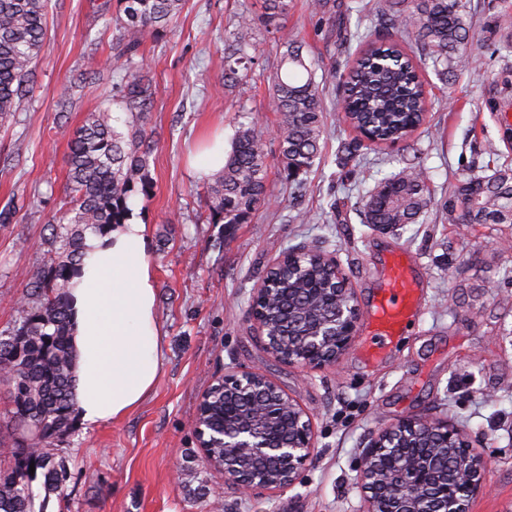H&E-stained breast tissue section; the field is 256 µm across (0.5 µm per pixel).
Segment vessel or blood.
Masks as SVG:
<instances>
[{
  "mask_svg": "<svg viewBox=\"0 0 512 512\" xmlns=\"http://www.w3.org/2000/svg\"><path fill=\"white\" fill-rule=\"evenodd\" d=\"M414 285L410 266L402 260H394L388 271L385 294L376 312L378 345H388L402 329L413 299Z\"/></svg>",
  "mask_w": 512,
  "mask_h": 512,
  "instance_id": "obj_1",
  "label": "vessel or blood"
}]
</instances>
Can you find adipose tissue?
Masks as SVG:
<instances>
[{"instance_id": "1", "label": "adipose tissue", "mask_w": 512, "mask_h": 512, "mask_svg": "<svg viewBox=\"0 0 512 512\" xmlns=\"http://www.w3.org/2000/svg\"><path fill=\"white\" fill-rule=\"evenodd\" d=\"M149 241L147 225L133 221L85 236L70 288L76 416L84 427L125 417L158 378L163 331Z\"/></svg>"}]
</instances>
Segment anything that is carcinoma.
<instances>
[{
    "instance_id": "cac0c4a2",
    "label": "carcinoma",
    "mask_w": 512,
    "mask_h": 512,
    "mask_svg": "<svg viewBox=\"0 0 512 512\" xmlns=\"http://www.w3.org/2000/svg\"><path fill=\"white\" fill-rule=\"evenodd\" d=\"M125 51L138 50L143 37L171 26L182 0H119ZM48 0H0V120L16 111L27 92L32 65L41 55L47 32ZM288 0H263L262 13L240 16L233 40L252 45L253 29L261 22L279 34L285 51L272 79L270 105L282 116L277 164L290 176L305 174L320 156L324 116L322 85L303 56L297 36L284 32L280 20ZM377 26L398 40L374 41L377 34L358 20L356 30H336V38L365 43L352 59L343 80L340 108L360 139L342 145L352 155L362 140L379 145L407 142L423 124L428 101L417 63H431L448 78L472 55L470 0H381ZM123 101L135 116L128 136L112 126L107 110L91 112L69 135L68 207L59 219L70 233L53 236L61 256L26 272V297L19 322L10 336L0 338V381L10 386V413L21 427H42L47 439L72 424L75 407V354L69 336L68 288L83 257L84 232L101 231L130 217L129 200L136 187L146 191L143 172L151 151L143 126L152 92L134 78L123 89ZM270 156L262 132L243 125L224 168L211 174L207 186L212 223L231 227L246 224L267 207ZM426 169L419 164L378 181L363 205L364 223L403 226L416 224L431 198ZM450 224H512V168L464 179L445 202ZM45 439V440H47ZM38 441V444L45 443ZM35 443L11 451L12 465L0 477V512H32L34 476L23 461L35 455ZM38 469L47 489L60 482L51 457L40 452Z\"/></svg>"
}]
</instances>
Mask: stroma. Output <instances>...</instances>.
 <instances>
[{"label": "stroma", "mask_w": 512, "mask_h": 512, "mask_svg": "<svg viewBox=\"0 0 512 512\" xmlns=\"http://www.w3.org/2000/svg\"><path fill=\"white\" fill-rule=\"evenodd\" d=\"M261 5L184 0L177 21L146 35L128 58L118 27L90 0L49 2L31 91L0 124V211L15 214L0 226V336L19 321L23 271L56 251L51 222L67 191L69 154L56 123L75 129L107 109L115 130L128 134L121 90L145 75L153 98L144 127L155 149L149 192L133 196L131 209L148 226L164 338L159 376L138 408L90 430L72 425L46 445L63 480L53 491L33 480L34 512H361L363 449L381 429L418 417L459 426L483 459L484 491L470 512H512V224L461 228L433 206L418 223L380 232L362 213L376 181L409 163L426 168L437 199L466 175L512 167V91L501 88L512 54L500 52L497 26L512 0H471L474 61L445 82L422 70L432 103L425 125L408 144H367L349 162L339 147L356 133L341 118L337 85L361 45L336 41L331 20L311 15L308 0H292L285 26L325 88L321 160L295 191L272 167L271 206L227 230L210 223L209 177L190 160L213 136L229 144L249 124L278 147L282 117L269 105L277 34L257 27L246 80H228L224 64L238 14ZM300 212L308 223L294 221ZM301 243L335 256L360 311L344 355L320 369L269 356L248 316L263 272ZM399 251L415 274L416 304L400 336L375 355L373 317L386 262ZM256 366L305 410L316 447L295 484L249 499L207 467L193 422L215 376Z\"/></svg>", "instance_id": "35a3bbf8"}]
</instances>
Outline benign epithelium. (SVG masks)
<instances>
[{
    "label": "benign epithelium",
    "mask_w": 512,
    "mask_h": 512,
    "mask_svg": "<svg viewBox=\"0 0 512 512\" xmlns=\"http://www.w3.org/2000/svg\"><path fill=\"white\" fill-rule=\"evenodd\" d=\"M288 319L269 310L283 290L258 282L249 314L264 348L288 365L336 363L359 319L354 290L337 275L330 288H300ZM194 434L208 467L240 494L293 485L311 457L315 433L304 409L260 369L215 381L198 398ZM449 456L450 466L439 459ZM362 512H469L483 491V461L464 433L446 420L409 418L373 436L360 460Z\"/></svg>",
    "instance_id": "benign-epithelium-1"
}]
</instances>
